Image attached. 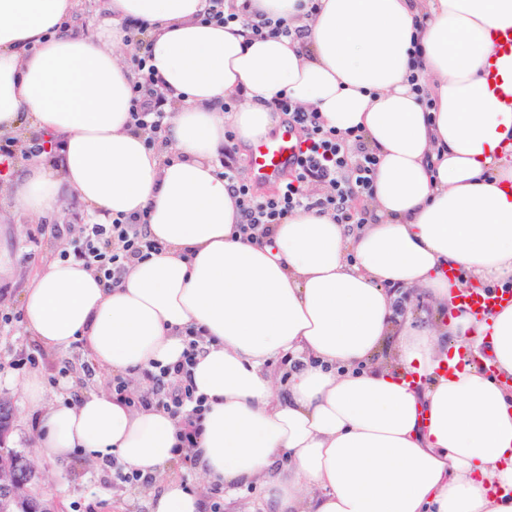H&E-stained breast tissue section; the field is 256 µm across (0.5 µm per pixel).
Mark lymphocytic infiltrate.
I'll return each mask as SVG.
<instances>
[{
    "label": "lymphocytic infiltrate",
    "instance_id": "obj_1",
    "mask_svg": "<svg viewBox=\"0 0 512 512\" xmlns=\"http://www.w3.org/2000/svg\"><path fill=\"white\" fill-rule=\"evenodd\" d=\"M131 30L136 79L131 88L130 116L152 147L166 141L167 97L144 48V25L132 24ZM274 108L298 129L300 158L296 168L272 191H263L250 181L234 131H224L221 166L239 216L237 232L250 242L264 243L275 225L301 209L329 214L337 223L353 228L371 223L375 215L369 201L380 164L378 151L360 131H339L326 124L318 112L303 109L288 98L275 100ZM146 224L145 215L139 214L120 216L108 224H55L51 233L63 244L60 258L82 261L109 288L118 285L135 263L161 251V243L150 238ZM197 352V340H190L181 360L152 373V395L139 393L121 378L112 386L113 397L127 405L159 408L174 418L183 449L196 447L206 409L204 399L196 396L189 381Z\"/></svg>",
    "mask_w": 512,
    "mask_h": 512
}]
</instances>
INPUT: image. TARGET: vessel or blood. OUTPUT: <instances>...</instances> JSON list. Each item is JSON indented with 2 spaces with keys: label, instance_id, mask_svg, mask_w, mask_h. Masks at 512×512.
I'll use <instances>...</instances> for the list:
<instances>
[{
  "label": "vessel or blood",
  "instance_id": "b4317fda",
  "mask_svg": "<svg viewBox=\"0 0 512 512\" xmlns=\"http://www.w3.org/2000/svg\"><path fill=\"white\" fill-rule=\"evenodd\" d=\"M299 139L298 130L285 125L272 138L251 147L249 166L256 186L275 188L295 168ZM453 302L474 314L487 315L495 309L512 306V288L475 286L456 293Z\"/></svg>",
  "mask_w": 512,
  "mask_h": 512
}]
</instances>
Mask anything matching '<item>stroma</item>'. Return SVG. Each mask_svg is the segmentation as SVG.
Instances as JSON below:
<instances>
[{"label": "stroma", "instance_id": "1", "mask_svg": "<svg viewBox=\"0 0 512 512\" xmlns=\"http://www.w3.org/2000/svg\"><path fill=\"white\" fill-rule=\"evenodd\" d=\"M82 211V205L75 202L65 213L33 220L14 208L9 194L0 193V246L14 257L13 263L0 267L1 305L20 311V297L27 280L45 259L55 254L49 225L69 223ZM26 354L35 355L36 367L16 368L15 360ZM64 367L77 379L75 389L67 394L68 399H78L81 393L112 384V373L91 368L82 343H75L68 354L59 356L28 336L22 323L0 326V398L12 406L5 447L21 453L32 468L35 477L28 486L30 494L46 503L50 512H77L81 507L88 512H151V501L162 491V481L136 487L111 484L104 480L100 467L80 451L63 465L36 457L33 425L36 414L24 400L21 383L31 373H39L49 395H56L60 370Z\"/></svg>", "mask_w": 512, "mask_h": 512}]
</instances>
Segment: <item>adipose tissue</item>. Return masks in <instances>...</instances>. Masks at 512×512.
Segmentation results:
<instances>
[{"instance_id": "1", "label": "adipose tissue", "mask_w": 512, "mask_h": 512, "mask_svg": "<svg viewBox=\"0 0 512 512\" xmlns=\"http://www.w3.org/2000/svg\"><path fill=\"white\" fill-rule=\"evenodd\" d=\"M77 6L0 0V135L57 144L13 180L15 206L41 218L77 201L102 222L143 212L163 250L114 288L80 261L46 260L22 295L30 336L58 354L83 342L93 364L139 380L177 362L194 329L190 376L208 406L197 469L229 498L260 486L267 512H512V306L398 326L390 295L421 288L447 305L465 286L450 268L512 281V109L484 89L512 0H319L312 15L307 0H252L307 24L302 41L202 22L204 0H104L102 21L79 33L66 24ZM132 20L148 24L168 98L165 154L130 122ZM415 37L420 94L408 82ZM240 86L244 103L224 112ZM282 95L378 150L375 223L300 211L270 243L240 237L217 162L224 128L246 145L268 139ZM277 357L283 383L268 369ZM23 390L39 456L80 450L152 475L174 458L178 426L163 410L103 388L55 406L36 374Z\"/></svg>"}]
</instances>
